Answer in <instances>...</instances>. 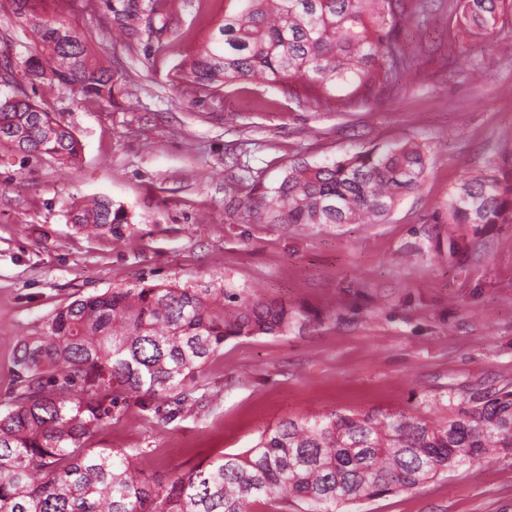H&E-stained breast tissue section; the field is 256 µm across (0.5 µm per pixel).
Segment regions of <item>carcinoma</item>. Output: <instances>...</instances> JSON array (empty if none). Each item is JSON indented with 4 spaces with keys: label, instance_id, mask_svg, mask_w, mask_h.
I'll return each instance as SVG.
<instances>
[{
    "label": "carcinoma",
    "instance_id": "1",
    "mask_svg": "<svg viewBox=\"0 0 512 512\" xmlns=\"http://www.w3.org/2000/svg\"><path fill=\"white\" fill-rule=\"evenodd\" d=\"M112 32H148L157 0H98ZM412 0H224V18L182 65L205 88L253 78L317 106L344 93L388 91L409 67L397 31ZM457 23L482 35L512 20V0H460ZM31 35L20 61L31 86L112 103L115 72L67 21L12 0ZM76 164L74 132L26 93L0 96V146ZM426 170L420 145L401 140L331 162L288 164L249 216L263 224H375ZM454 224L512 223V162L464 179L448 197ZM79 228L119 234L126 209L107 198L77 202ZM303 315L282 303L230 293L216 277L200 287L141 283L80 296L39 330L19 337L14 380L0 397V512H249L273 499L301 512L340 507L418 487L440 473L512 451V391L474 393L448 420L418 414L332 413L286 419L242 453L222 454L164 480L134 466L135 448L93 441L130 403L163 424L196 403L206 365L232 337L280 335ZM165 409L154 407L158 402Z\"/></svg>",
    "mask_w": 512,
    "mask_h": 512
}]
</instances>
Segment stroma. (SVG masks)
Masks as SVG:
<instances>
[{
    "label": "stroma",
    "instance_id": "stroma-1",
    "mask_svg": "<svg viewBox=\"0 0 512 512\" xmlns=\"http://www.w3.org/2000/svg\"><path fill=\"white\" fill-rule=\"evenodd\" d=\"M398 39L399 85L317 107L255 79L204 90L178 66L224 16V0H164L170 30L113 38L84 0H48L96 42L118 78L115 104L38 95L82 144L78 165L0 146V395L19 336L75 296L137 281L225 287L308 312L282 335L231 338L209 362L199 404L174 422L132 405L96 438L138 448L167 477L254 446L280 420L380 409L442 423L473 392L512 391V224H452L448 196L512 155V27L466 37L458 0H422ZM0 0V62L28 40ZM410 139L420 187L378 224H253L245 201L296 159L323 162ZM102 196L130 216L120 234L78 229L74 202ZM463 250L449 256L448 242ZM353 512H512V453L354 504Z\"/></svg>",
    "mask_w": 512,
    "mask_h": 512
}]
</instances>
